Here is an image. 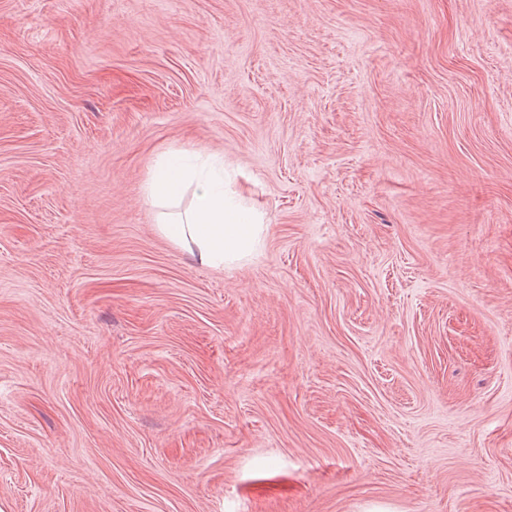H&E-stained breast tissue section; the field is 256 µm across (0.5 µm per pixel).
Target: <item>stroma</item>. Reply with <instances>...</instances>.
Wrapping results in <instances>:
<instances>
[{"instance_id":"35a3bbf8","label":"stroma","mask_w":512,"mask_h":512,"mask_svg":"<svg viewBox=\"0 0 512 512\" xmlns=\"http://www.w3.org/2000/svg\"><path fill=\"white\" fill-rule=\"evenodd\" d=\"M0 512H512V0H0ZM183 154L158 164L146 188L153 203L173 206L187 183L197 180L190 209L183 214L163 213L159 232L201 265L218 268L243 260L262 242L263 217L249 212L232 191L224 189V178L203 176L184 162Z\"/></svg>"}]
</instances>
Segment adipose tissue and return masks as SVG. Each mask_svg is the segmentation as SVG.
Returning <instances> with one entry per match:
<instances>
[{
	"label": "adipose tissue",
	"instance_id": "1",
	"mask_svg": "<svg viewBox=\"0 0 512 512\" xmlns=\"http://www.w3.org/2000/svg\"><path fill=\"white\" fill-rule=\"evenodd\" d=\"M196 190L188 211L172 212L188 182ZM154 203L168 206L159 232L186 249L200 264L221 267L243 260L261 244V215L249 212L220 175L203 176L175 155L158 164L146 188Z\"/></svg>",
	"mask_w": 512,
	"mask_h": 512
}]
</instances>
